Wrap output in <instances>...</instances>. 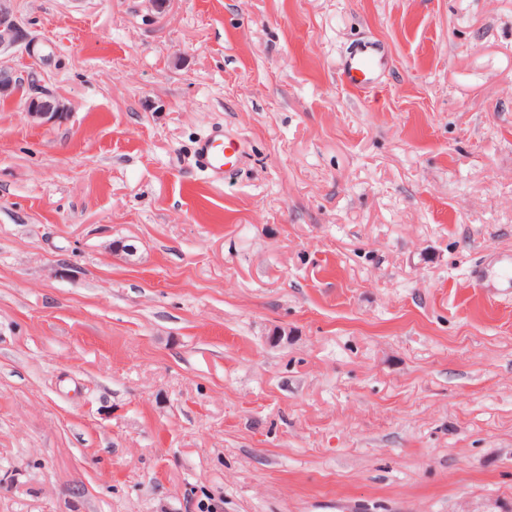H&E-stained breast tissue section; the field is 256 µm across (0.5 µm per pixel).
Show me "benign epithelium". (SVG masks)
<instances>
[{"label": "benign epithelium", "mask_w": 512, "mask_h": 512, "mask_svg": "<svg viewBox=\"0 0 512 512\" xmlns=\"http://www.w3.org/2000/svg\"><path fill=\"white\" fill-rule=\"evenodd\" d=\"M39 44L40 40L19 23L15 0H0V54L21 47L29 58L23 69L0 63V101H10L24 89L30 119L40 123L60 122L67 117L68 110L40 80L42 71L51 64V57L36 50Z\"/></svg>", "instance_id": "obj_1"}]
</instances>
